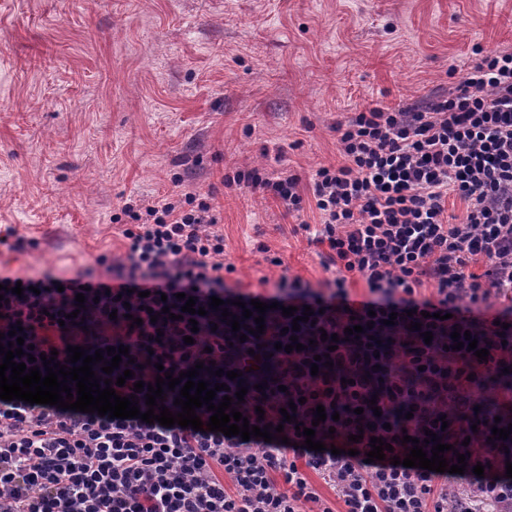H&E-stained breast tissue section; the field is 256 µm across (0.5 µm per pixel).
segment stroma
<instances>
[{
  "mask_svg": "<svg viewBox=\"0 0 512 512\" xmlns=\"http://www.w3.org/2000/svg\"><path fill=\"white\" fill-rule=\"evenodd\" d=\"M510 47L512 0H0V237L32 242L0 244V267L70 277L121 255L113 215L178 177L209 195L245 289L320 284L315 214L225 175L285 168L311 198L351 113L426 103Z\"/></svg>",
  "mask_w": 512,
  "mask_h": 512,
  "instance_id": "stroma-1",
  "label": "stroma"
}]
</instances>
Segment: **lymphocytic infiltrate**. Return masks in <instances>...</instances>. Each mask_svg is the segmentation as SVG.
Segmentation results:
<instances>
[{"mask_svg": "<svg viewBox=\"0 0 512 512\" xmlns=\"http://www.w3.org/2000/svg\"><path fill=\"white\" fill-rule=\"evenodd\" d=\"M336 130L342 161L315 170L312 200L285 171L254 167L224 178L290 213L314 207L323 265L334 271L321 286L285 274L258 293L228 284L219 219L208 196L185 190L125 205L120 256H100L68 278L0 274V333L22 325L25 344L61 362L70 345L128 346L129 361L113 374L139 363L117 390L139 402L146 395L134 393L135 380L216 363L237 372L230 390L248 388L237 411L253 425H283L282 437L245 441L0 399V512H334L326 487L345 512H512V437L491 431L512 423V48L484 55L420 108L375 106ZM452 196L465 204L455 220ZM478 261L480 275L469 270ZM355 277L366 286L358 298ZM186 295L206 310L193 324L180 315ZM213 297L232 301L244 328L255 321L242 318V304L268 303L263 334L240 340L221 309L209 308ZM289 306L311 307L313 322L294 325L282 313ZM357 324L372 330L341 338L333 351L321 340ZM292 326L293 338L285 333ZM456 330L470 331L488 358L451 349ZM294 338L302 350L286 352ZM325 354L333 369L312 374L310 359ZM292 402L291 423L281 410ZM320 405L339 419L315 422ZM299 422L325 451L305 449ZM429 431L448 444L449 464L465 455L468 495L449 496L450 473L366 459L371 438L402 458L411 446L401 434L421 440ZM480 462L479 477L472 468Z\"/></svg>", "mask_w": 512, "mask_h": 512, "instance_id": "obj_1", "label": "lymphocytic infiltrate"}]
</instances>
